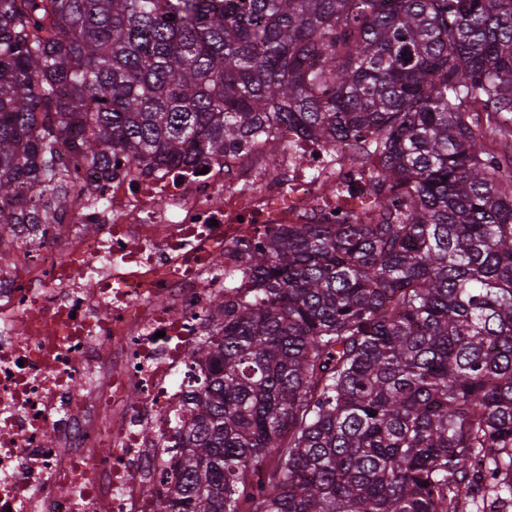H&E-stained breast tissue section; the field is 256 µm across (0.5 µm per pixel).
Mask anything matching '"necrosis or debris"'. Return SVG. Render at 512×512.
Instances as JSON below:
<instances>
[{
    "label": "necrosis or debris",
    "instance_id": "necrosis-or-debris-1",
    "mask_svg": "<svg viewBox=\"0 0 512 512\" xmlns=\"http://www.w3.org/2000/svg\"><path fill=\"white\" fill-rule=\"evenodd\" d=\"M268 139L274 173L259 147L87 169L102 204L15 238L0 264V512H152L145 486L174 473L171 416L206 384L185 353L211 329L231 249L280 224L372 221V197L343 194L369 166L287 126Z\"/></svg>",
    "mask_w": 512,
    "mask_h": 512
}]
</instances>
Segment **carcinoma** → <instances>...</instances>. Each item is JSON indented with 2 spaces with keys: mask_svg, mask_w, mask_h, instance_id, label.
Here are the masks:
<instances>
[{
  "mask_svg": "<svg viewBox=\"0 0 512 512\" xmlns=\"http://www.w3.org/2000/svg\"><path fill=\"white\" fill-rule=\"evenodd\" d=\"M371 170L369 224L234 250L155 512L512 504V0H0V227L112 151L151 169L278 124ZM70 143V156L57 149Z\"/></svg>",
  "mask_w": 512,
  "mask_h": 512,
  "instance_id": "cac0c4a2",
  "label": "carcinoma"
}]
</instances>
